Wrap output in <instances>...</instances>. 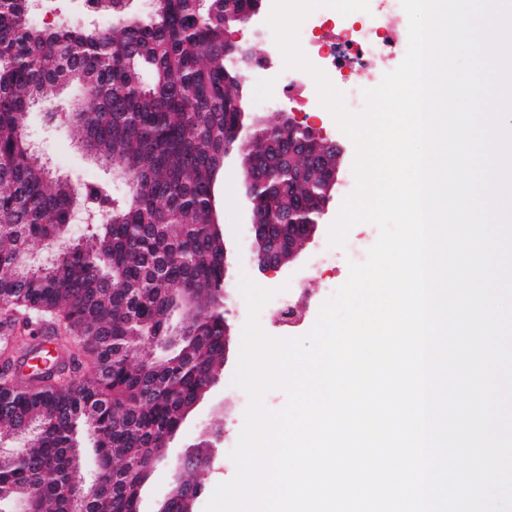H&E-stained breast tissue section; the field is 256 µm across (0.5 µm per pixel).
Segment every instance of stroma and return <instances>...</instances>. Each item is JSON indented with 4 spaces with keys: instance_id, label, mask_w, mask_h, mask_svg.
Listing matches in <instances>:
<instances>
[{
    "instance_id": "stroma-1",
    "label": "stroma",
    "mask_w": 512,
    "mask_h": 512,
    "mask_svg": "<svg viewBox=\"0 0 512 512\" xmlns=\"http://www.w3.org/2000/svg\"><path fill=\"white\" fill-rule=\"evenodd\" d=\"M236 42L241 47L255 50L257 54H264L270 58L269 70L252 69L247 73L243 88L246 124L277 123L281 113L288 108V99L282 93L274 76L275 71L284 66L280 50L266 40L262 22L258 19L239 26ZM296 118L317 129L326 140L341 147L342 165L336 193L313 240L305 246L297 260L290 268L276 276L267 277L257 271L246 255L250 217L246 208L243 175L236 156L232 155L225 159L223 173L215 193L226 244L237 254L236 259L229 264L225 278L224 309L230 329L229 352L217 382L187 417L179 432L170 441L165 459L156 466L145 483L139 506L140 512H156L159 502L173 485L179 452L183 447L194 443L206 426H221L224 436L216 444L211 466L199 475L206 494L196 501L195 512H204L208 493L213 492L218 484L230 480L235 474L229 450L238 443L244 425V413L249 403L246 392L231 384L241 348L242 328L248 317L247 305L239 290L242 277H249L267 289L284 285L292 290L308 288L311 300L301 318L290 325L285 326L280 322V298H273L259 314V323L267 334L276 338H295L304 336L311 330L322 304L335 294L349 276V263L346 259H339L335 269L322 273L315 270L314 263L320 254L329 250V227L337 217L344 198L355 188L352 171L355 158L354 144L339 129L331 113L320 104L318 97H310L305 111L297 113ZM28 126L39 152L49 158L51 164L58 171L66 173L73 182H94L111 178V170L103 167L83 150L76 128L48 123L43 109L40 108L30 112Z\"/></svg>"
}]
</instances>
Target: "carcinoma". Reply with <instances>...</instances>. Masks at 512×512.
Segmentation results:
<instances>
[{
    "instance_id": "cac0c4a2",
    "label": "carcinoma",
    "mask_w": 512,
    "mask_h": 512,
    "mask_svg": "<svg viewBox=\"0 0 512 512\" xmlns=\"http://www.w3.org/2000/svg\"><path fill=\"white\" fill-rule=\"evenodd\" d=\"M112 24L31 22L32 0H0V309L75 344L83 378L0 386V512L37 493L35 512H135L139 480L224 365V232L215 184L233 143L237 88L224 15L257 0H86ZM78 88L88 106L59 101ZM77 128L120 185L55 175L27 138V116ZM289 118L234 143L292 166L269 189L263 220L288 235V197L322 178L281 143ZM74 210L102 216L64 238ZM48 249L46 263L32 250ZM154 351L144 353L146 346ZM90 439L97 478L79 467Z\"/></svg>"
}]
</instances>
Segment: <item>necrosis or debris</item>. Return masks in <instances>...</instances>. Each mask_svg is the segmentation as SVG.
I'll return each mask as SVG.
<instances>
[{
  "label": "necrosis or debris",
  "mask_w": 512,
  "mask_h": 512,
  "mask_svg": "<svg viewBox=\"0 0 512 512\" xmlns=\"http://www.w3.org/2000/svg\"><path fill=\"white\" fill-rule=\"evenodd\" d=\"M408 16L402 0H370L369 12H360L354 23L334 18L325 34H316L312 20L300 28V40L315 66L323 68L333 85L345 98L349 110L364 107L361 84L350 82L348 70L357 69L369 77L390 69L405 47L396 34L408 33Z\"/></svg>",
  "instance_id": "necrosis-or-debris-1"
}]
</instances>
